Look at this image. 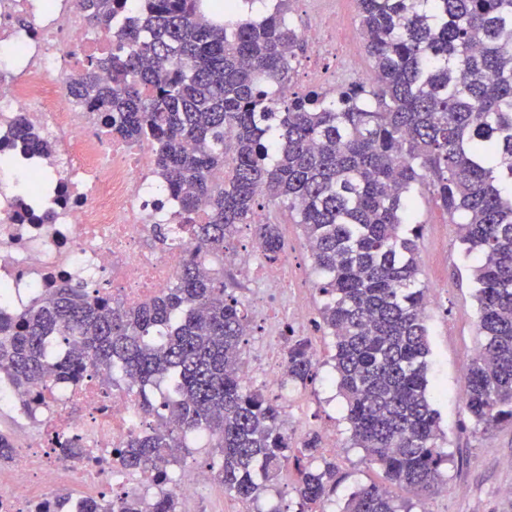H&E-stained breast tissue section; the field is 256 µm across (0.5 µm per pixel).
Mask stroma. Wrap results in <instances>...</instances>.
Returning <instances> with one entry per match:
<instances>
[{
	"instance_id": "1",
	"label": "stroma",
	"mask_w": 512,
	"mask_h": 512,
	"mask_svg": "<svg viewBox=\"0 0 512 512\" xmlns=\"http://www.w3.org/2000/svg\"><path fill=\"white\" fill-rule=\"evenodd\" d=\"M290 17L297 29L314 23L321 13H336L346 33L347 49L353 62L368 68L370 59L357 33L356 0H338L336 5H318L314 0H290ZM418 219L423 226L419 240L421 279L430 288L435 304L429 312L430 355L428 378L435 391L434 406L445 433L443 447L448 453L444 468L446 484L429 498L432 512H512V424L482 431L474 429L462 403L464 377L475 351L483 341L477 330L478 305L470 275V263L461 252L457 227L435 207L429 195L416 198ZM284 254L293 271L296 286L306 289L310 299L311 324L305 334L319 352L317 375L304 387L272 390V397L288 409V427L294 442L309 432L336 434L335 503L362 485L381 483L377 466L362 449L349 445L345 410L337 394L331 357L334 338L320 327L318 276L298 225L283 223Z\"/></svg>"
}]
</instances>
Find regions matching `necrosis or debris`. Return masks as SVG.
Listing matches in <instances>:
<instances>
[{
  "instance_id": "necrosis-or-debris-1",
  "label": "necrosis or debris",
  "mask_w": 512,
  "mask_h": 512,
  "mask_svg": "<svg viewBox=\"0 0 512 512\" xmlns=\"http://www.w3.org/2000/svg\"><path fill=\"white\" fill-rule=\"evenodd\" d=\"M99 47L82 0H0V151L13 155L28 179L20 194L0 178V292L9 310L50 295L60 280L131 308L168 287L185 261L212 267L197 252L179 204L164 194L150 149L104 135L103 115L70 95L71 81L84 75L75 53L97 59ZM23 123L54 142L55 152L22 140ZM172 230L180 247L158 239ZM262 275L280 312L254 303L261 338L240 371L244 382L275 387L284 360L281 317L294 314L306 328V294L292 287L287 262ZM167 392L164 382L105 383L89 368L77 382L51 380L18 435L11 464L0 465V512H34L51 488L70 490V512H84L90 499L152 496V473L127 472L113 450L129 436L152 433L157 419L143 414L140 401ZM72 435L82 455L55 446V438ZM176 473L179 512H197L199 499L216 495V471L181 464Z\"/></svg>"
}]
</instances>
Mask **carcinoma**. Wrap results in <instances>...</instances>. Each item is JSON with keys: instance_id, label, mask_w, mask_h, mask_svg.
I'll list each match as a JSON object with an SVG mask.
<instances>
[{"instance_id": "carcinoma-1", "label": "carcinoma", "mask_w": 512, "mask_h": 512, "mask_svg": "<svg viewBox=\"0 0 512 512\" xmlns=\"http://www.w3.org/2000/svg\"><path fill=\"white\" fill-rule=\"evenodd\" d=\"M135 2L83 0L115 47L86 62L70 93L107 113L112 135L153 145L184 221L205 206L194 235L216 260L243 225L266 262L281 259L280 223L260 214L269 202L302 228L350 447L384 477L351 492L340 512H409L388 486L422 495L445 483L448 462L427 375L421 190L457 223L473 267L484 343L464 379V408L484 430L512 422V0H357L372 81L332 94L286 93L301 49L289 0L260 17L246 10L252 0H218L222 22L202 0ZM248 328L222 267L205 276L189 261L128 310L67 283L20 312L0 309V373L24 406L54 374L79 380L88 363L143 384L167 378L171 395L140 403L159 419L155 431L115 449L125 470L167 482L173 449L204 437L225 492L255 505L292 460L296 512H325L336 464L316 432L294 444L280 406L244 385ZM51 336L69 346V361L50 364ZM315 376L308 341L288 339L281 385ZM177 508L170 489L87 512Z\"/></svg>"}]
</instances>
